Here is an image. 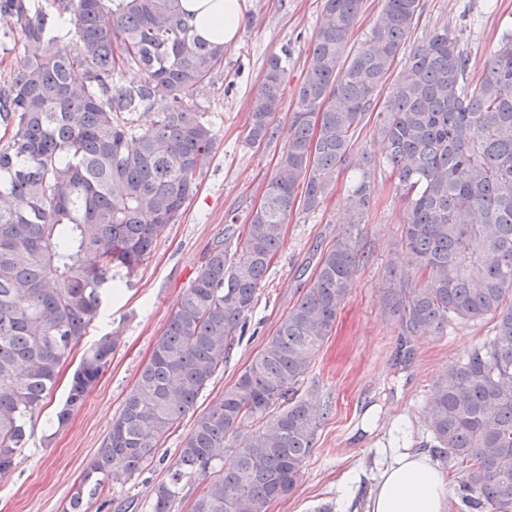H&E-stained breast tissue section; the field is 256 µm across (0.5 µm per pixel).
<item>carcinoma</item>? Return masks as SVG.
Wrapping results in <instances>:
<instances>
[{"mask_svg": "<svg viewBox=\"0 0 512 512\" xmlns=\"http://www.w3.org/2000/svg\"><path fill=\"white\" fill-rule=\"evenodd\" d=\"M362 0H323L277 172L248 223L225 228L206 254L127 394L65 512L107 482L125 484L195 411L224 369L284 243L293 212L319 210L353 160L351 229L320 251L314 280L238 380L199 414L149 512H174L202 478L191 512H269L296 487L314 450V410L295 397L336 327L364 261L353 229L366 222L380 161L353 138L374 93L388 86L379 131L407 201L401 250L382 302L399 336L452 321L491 333L440 373L427 412L429 448L453 474L464 512H512V35L481 80L448 29L414 47L394 81L420 0H385L369 41L348 48ZM0 46L20 45L0 82V475L28 440L73 346L103 301L128 284L157 237L197 192L215 133L198 92L224 65L181 0H0ZM125 69L144 74L123 85ZM284 67L273 54L253 94L247 142L277 133ZM163 112L141 114L159 98ZM121 336L83 354L57 413L65 425L104 375ZM258 429L247 431L253 423ZM125 462L121 473L112 461Z\"/></svg>", "mask_w": 512, "mask_h": 512, "instance_id": "cac0c4a2", "label": "carcinoma"}]
</instances>
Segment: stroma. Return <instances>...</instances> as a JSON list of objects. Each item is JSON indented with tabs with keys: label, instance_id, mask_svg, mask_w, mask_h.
Masks as SVG:
<instances>
[{
	"label": "stroma",
	"instance_id": "35a3bbf8",
	"mask_svg": "<svg viewBox=\"0 0 512 512\" xmlns=\"http://www.w3.org/2000/svg\"><path fill=\"white\" fill-rule=\"evenodd\" d=\"M322 10L323 0H243V24L224 49V67L196 97L216 137L213 153L201 166L199 189L178 221L159 235L130 286L103 302L99 318L73 349L52 395L32 420L16 466L0 476V512H64L76 478L94 460L208 250L231 221H245L259 207L265 179L278 169ZM442 27L469 56V80L477 82L502 33L512 29V0H421L409 45L426 41ZM274 53L285 69L282 106L274 118L278 133L254 147L246 141L250 102ZM352 175V167L344 166L319 211L290 217L248 331L199 396L198 411L207 410L237 381L311 286L317 249L346 227ZM374 183L372 207L359 235L367 260L335 329L298 385V398L309 401L319 417L314 451L292 494L270 512H316L326 503L333 512H365L369 493L393 455L421 451L428 441L426 406L439 371L465 358L490 328L485 320L452 323L416 337L411 354H403L381 295L387 266L399 250L405 203L389 167L378 166ZM113 331L120 332L122 342L109 369L69 424L58 427L55 414L83 350ZM194 420L191 414L181 420L158 448L156 462L140 475L122 486L105 484L86 512H148L153 489L166 478Z\"/></svg>",
	"mask_w": 512,
	"mask_h": 512
}]
</instances>
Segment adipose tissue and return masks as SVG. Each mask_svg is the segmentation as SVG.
<instances>
[{
  "label": "adipose tissue",
  "instance_id": "adipose-tissue-1",
  "mask_svg": "<svg viewBox=\"0 0 512 512\" xmlns=\"http://www.w3.org/2000/svg\"><path fill=\"white\" fill-rule=\"evenodd\" d=\"M196 35L230 43L242 22L241 0H182ZM449 487L437 466L422 453L395 454L369 497L367 512H447Z\"/></svg>",
  "mask_w": 512,
  "mask_h": 512
}]
</instances>
